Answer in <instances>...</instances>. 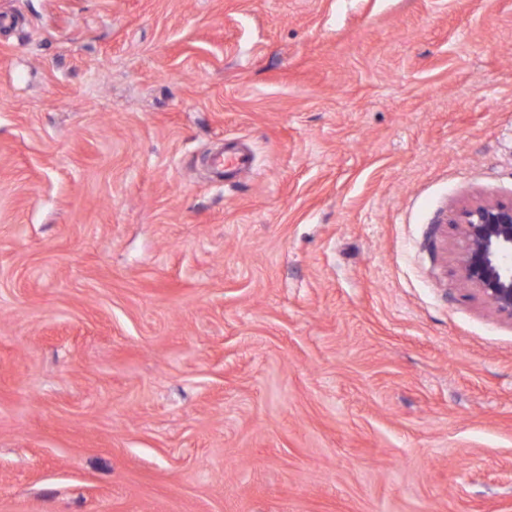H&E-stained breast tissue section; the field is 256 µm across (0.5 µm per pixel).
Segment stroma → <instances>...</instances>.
<instances>
[{"mask_svg": "<svg viewBox=\"0 0 512 512\" xmlns=\"http://www.w3.org/2000/svg\"><path fill=\"white\" fill-rule=\"evenodd\" d=\"M511 199L512 0H0V512H512ZM215 161L223 169L224 173L229 168L248 171L251 166L249 157L236 151L233 146H227L224 150L222 149ZM448 222L464 242L458 260L463 281L512 317V200L463 206Z\"/></svg>", "mask_w": 512, "mask_h": 512, "instance_id": "35a3bbf8", "label": "stroma"}]
</instances>
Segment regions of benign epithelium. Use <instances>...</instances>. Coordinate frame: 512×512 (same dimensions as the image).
<instances>
[{"mask_svg": "<svg viewBox=\"0 0 512 512\" xmlns=\"http://www.w3.org/2000/svg\"><path fill=\"white\" fill-rule=\"evenodd\" d=\"M448 223L464 242L458 260L463 281L512 317V200L463 206Z\"/></svg>", "mask_w": 512, "mask_h": 512, "instance_id": "1", "label": "benign epithelium"}]
</instances>
